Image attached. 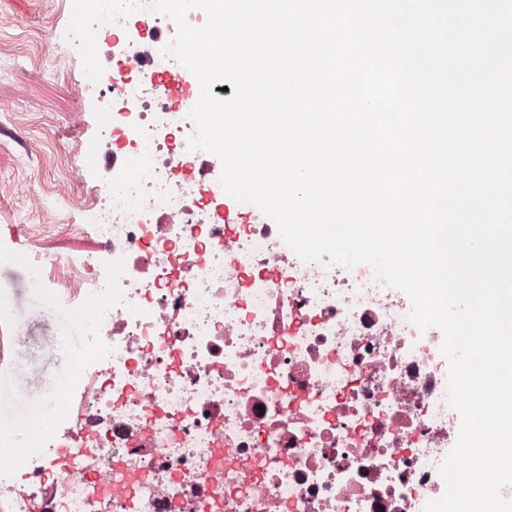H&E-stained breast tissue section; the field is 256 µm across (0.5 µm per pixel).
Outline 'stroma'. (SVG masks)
Returning <instances> with one entry per match:
<instances>
[{
    "mask_svg": "<svg viewBox=\"0 0 512 512\" xmlns=\"http://www.w3.org/2000/svg\"><path fill=\"white\" fill-rule=\"evenodd\" d=\"M63 0H0V241L26 252L37 224H81L59 190L62 173L77 164L71 152L95 132L93 100L78 50L64 38ZM27 262L0 264V295L13 302L0 336L21 340L18 353L0 358V371L21 382L56 385L73 361Z\"/></svg>",
    "mask_w": 512,
    "mask_h": 512,
    "instance_id": "obj_1",
    "label": "stroma"
}]
</instances>
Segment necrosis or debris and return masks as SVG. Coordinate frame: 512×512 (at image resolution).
Wrapping results in <instances>:
<instances>
[{"mask_svg": "<svg viewBox=\"0 0 512 512\" xmlns=\"http://www.w3.org/2000/svg\"><path fill=\"white\" fill-rule=\"evenodd\" d=\"M100 46L101 112L69 177L94 249L45 255L61 333L84 341L45 408L0 423V512H425L459 432L444 335L362 263L306 262L260 212L225 217L222 163L190 150L174 20ZM111 165L97 166L99 156Z\"/></svg>", "mask_w": 512, "mask_h": 512, "instance_id": "4bbe7bcc", "label": "necrosis or debris"}]
</instances>
